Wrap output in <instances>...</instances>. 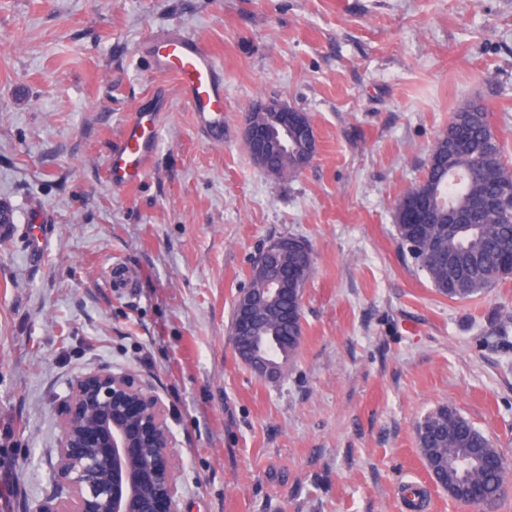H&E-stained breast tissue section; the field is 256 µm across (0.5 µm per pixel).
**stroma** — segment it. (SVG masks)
I'll return each mask as SVG.
<instances>
[{"instance_id": "1", "label": "stroma", "mask_w": 512, "mask_h": 512, "mask_svg": "<svg viewBox=\"0 0 512 512\" xmlns=\"http://www.w3.org/2000/svg\"><path fill=\"white\" fill-rule=\"evenodd\" d=\"M179 29L224 72V141L197 130L142 47ZM277 97L317 154L277 180L243 119ZM159 101L155 161L121 193L108 145ZM512 162V0H0V201L37 205L41 258L0 238V512L49 494L58 408L79 374L131 370L176 437L178 512H466L429 478L416 425L455 406L512 464V280L439 295L396 243L395 207L471 101ZM312 249L303 338L281 378L231 323L259 252ZM133 287L107 289L113 266Z\"/></svg>"}]
</instances>
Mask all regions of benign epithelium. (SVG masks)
Segmentation results:
<instances>
[{
    "instance_id": "1",
    "label": "benign epithelium",
    "mask_w": 512,
    "mask_h": 512,
    "mask_svg": "<svg viewBox=\"0 0 512 512\" xmlns=\"http://www.w3.org/2000/svg\"><path fill=\"white\" fill-rule=\"evenodd\" d=\"M303 112L271 97L249 111L243 137L254 160L285 147L284 136ZM256 374L276 365L235 347ZM61 440L51 468L57 491L34 501L30 512H177L181 495L175 437L161 397L127 370L77 376L60 410Z\"/></svg>"
}]
</instances>
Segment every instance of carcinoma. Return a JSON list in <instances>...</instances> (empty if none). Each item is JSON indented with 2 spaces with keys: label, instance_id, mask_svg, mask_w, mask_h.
<instances>
[{
  "label": "carcinoma",
  "instance_id": "1",
  "mask_svg": "<svg viewBox=\"0 0 512 512\" xmlns=\"http://www.w3.org/2000/svg\"><path fill=\"white\" fill-rule=\"evenodd\" d=\"M474 145L494 140L493 153L479 160L463 150L448 157V148L458 138ZM504 145L495 134L491 113L478 102H469L454 113L448 127L428 151L424 177L410 186L395 208L394 220L399 248L427 275L436 292L453 301H466L484 295L505 278L499 275L501 255L512 249V216L501 211H476L471 223L450 231L443 215L450 207H468L479 198L496 195L512 182V168L504 160ZM307 157L304 144L290 139L284 152L271 158L268 168L279 179L302 171ZM434 197L432 210L422 222L409 224L402 202L419 189ZM313 273L308 243L288 238V250L270 261H255L249 287L277 288L273 312H259L255 330L241 339L244 346L258 352L274 349L281 368H286L301 346L302 319L294 314V301L304 293ZM416 440L423 456L436 472L452 483L474 481L482 488L480 499L487 512L504 500L501 487L506 482V463L491 438L450 405L430 411L416 427Z\"/></svg>",
  "mask_w": 512,
  "mask_h": 512
}]
</instances>
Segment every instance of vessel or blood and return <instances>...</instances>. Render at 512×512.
I'll return each instance as SVG.
<instances>
[{
	"label": "vessel or blood",
	"instance_id": "b4317fda",
	"mask_svg": "<svg viewBox=\"0 0 512 512\" xmlns=\"http://www.w3.org/2000/svg\"><path fill=\"white\" fill-rule=\"evenodd\" d=\"M149 60L156 69L174 75L179 91L198 128L211 140L224 139V75L199 41L182 31H171L149 43ZM162 109L141 106L132 112L120 135L110 144L106 175L112 186H137L153 164L160 135ZM27 250L38 256L45 246L43 218L29 219Z\"/></svg>",
	"mask_w": 512,
	"mask_h": 512
}]
</instances>
